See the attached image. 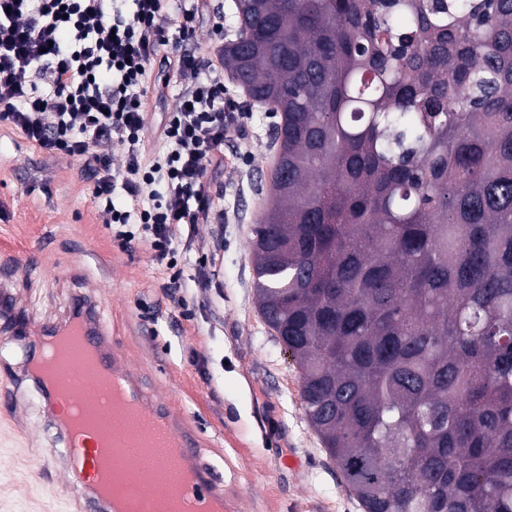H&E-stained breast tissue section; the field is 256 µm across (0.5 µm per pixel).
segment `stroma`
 Listing matches in <instances>:
<instances>
[{"label":"stroma","mask_w":512,"mask_h":512,"mask_svg":"<svg viewBox=\"0 0 512 512\" xmlns=\"http://www.w3.org/2000/svg\"><path fill=\"white\" fill-rule=\"evenodd\" d=\"M193 7L186 47L216 58L220 39L238 29L234 0ZM162 82L166 101L144 104L149 157L165 149L161 118L180 90L178 77L153 65L149 85ZM280 122V113L258 106L246 140L225 139L224 165L208 173L224 221L197 225L191 236L173 226L192 248L168 262L113 237L77 158L47 156L0 121V262L24 255L38 265L10 286L31 321L66 317L79 296L103 303L113 343L196 428L228 512H362L305 417L296 365L257 310L251 241L271 200ZM205 254L218 257L211 288L177 303L170 276L192 282ZM12 386L22 412L0 413V512H71L56 459L40 451L60 434L38 388L0 372V388Z\"/></svg>","instance_id":"1"}]
</instances>
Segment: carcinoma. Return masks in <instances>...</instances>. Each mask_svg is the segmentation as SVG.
Masks as SVG:
<instances>
[{
  "instance_id": "obj_1",
  "label": "carcinoma",
  "mask_w": 512,
  "mask_h": 512,
  "mask_svg": "<svg viewBox=\"0 0 512 512\" xmlns=\"http://www.w3.org/2000/svg\"><path fill=\"white\" fill-rule=\"evenodd\" d=\"M282 114L258 312L364 512H512V0H235Z\"/></svg>"
}]
</instances>
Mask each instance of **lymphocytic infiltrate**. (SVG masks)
<instances>
[{
    "label": "lymphocytic infiltrate",
    "instance_id": "f902f5d3",
    "mask_svg": "<svg viewBox=\"0 0 512 512\" xmlns=\"http://www.w3.org/2000/svg\"><path fill=\"white\" fill-rule=\"evenodd\" d=\"M131 2L125 13L112 0H0V121L46 154L80 158L117 237L163 258L191 246H174L173 225L223 220L208 171L223 164L225 138L244 132L250 113L225 109L223 70L185 49L194 13L184 11L170 40L182 86L161 131L167 151L145 160L142 99L167 0ZM116 145L125 153L118 175ZM118 189L127 204L115 205Z\"/></svg>",
    "mask_w": 512,
    "mask_h": 512
}]
</instances>
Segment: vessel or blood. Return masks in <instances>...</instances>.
<instances>
[{"mask_svg":"<svg viewBox=\"0 0 512 512\" xmlns=\"http://www.w3.org/2000/svg\"><path fill=\"white\" fill-rule=\"evenodd\" d=\"M72 337L97 362L95 390L77 379H48L41 370L48 351ZM26 353L19 378L45 389L54 404L65 442L64 474L79 489L74 497L79 508L114 512L112 462L125 448L137 446L155 449L158 466L176 462L187 471V484L169 494L173 507L224 512V485L202 462L195 430L168 401L143 385L113 347L99 302H88L79 316L37 324Z\"/></svg>","mask_w":512,"mask_h":512,"instance_id":"obj_1","label":"vessel or blood"}]
</instances>
